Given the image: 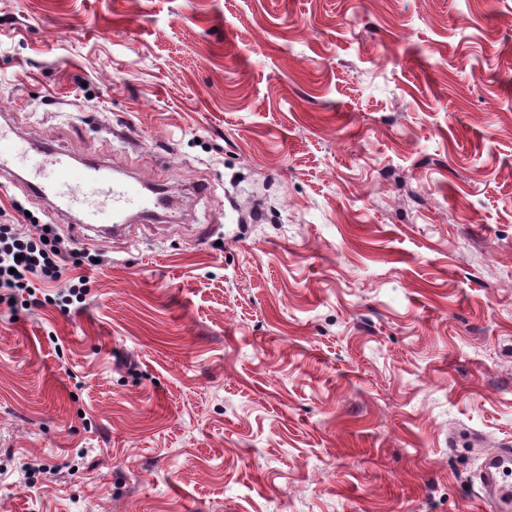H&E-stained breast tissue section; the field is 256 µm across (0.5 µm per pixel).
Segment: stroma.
Segmentation results:
<instances>
[{"label":"stroma","instance_id":"stroma-1","mask_svg":"<svg viewBox=\"0 0 512 512\" xmlns=\"http://www.w3.org/2000/svg\"><path fill=\"white\" fill-rule=\"evenodd\" d=\"M0 123V220L101 259L0 301V512H488L512 0H0ZM46 146L172 205L81 229Z\"/></svg>","mask_w":512,"mask_h":512}]
</instances>
